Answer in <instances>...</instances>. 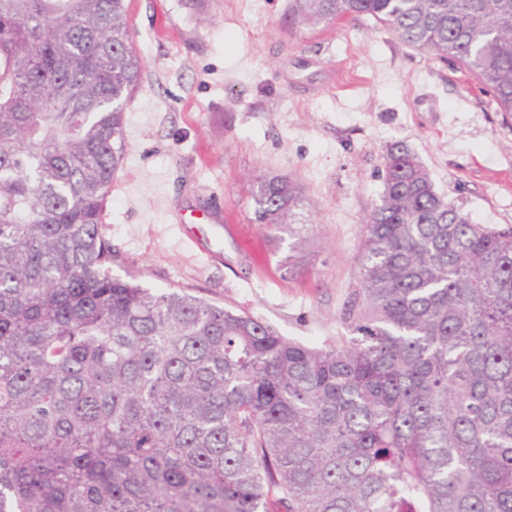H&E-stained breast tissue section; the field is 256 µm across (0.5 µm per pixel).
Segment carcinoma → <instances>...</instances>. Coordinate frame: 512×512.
<instances>
[{
  "instance_id": "carcinoma-1",
  "label": "carcinoma",
  "mask_w": 512,
  "mask_h": 512,
  "mask_svg": "<svg viewBox=\"0 0 512 512\" xmlns=\"http://www.w3.org/2000/svg\"><path fill=\"white\" fill-rule=\"evenodd\" d=\"M362 15L512 114V0H289L287 23ZM141 71L127 0H0V512H512V227L393 144L344 335L115 276ZM255 203L276 230L304 197L271 176Z\"/></svg>"
}]
</instances>
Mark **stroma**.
Instances as JSON below:
<instances>
[{
	"mask_svg": "<svg viewBox=\"0 0 512 512\" xmlns=\"http://www.w3.org/2000/svg\"><path fill=\"white\" fill-rule=\"evenodd\" d=\"M287 14L288 0H129L143 72L103 232L114 275L320 342L341 333L358 285L387 147L413 151L474 223L510 227L512 116L370 17L292 32ZM273 175L305 194L275 231L254 215Z\"/></svg>",
	"mask_w": 512,
	"mask_h": 512,
	"instance_id": "1",
	"label": "stroma"
}]
</instances>
